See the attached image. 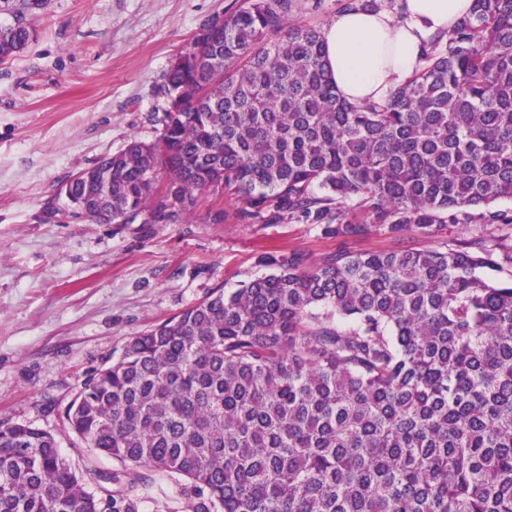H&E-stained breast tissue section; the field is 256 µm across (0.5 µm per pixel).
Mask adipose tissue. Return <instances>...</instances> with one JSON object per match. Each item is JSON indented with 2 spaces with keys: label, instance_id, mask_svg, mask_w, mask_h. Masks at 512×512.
I'll return each mask as SVG.
<instances>
[{
  "label": "adipose tissue",
  "instance_id": "obj_1",
  "mask_svg": "<svg viewBox=\"0 0 512 512\" xmlns=\"http://www.w3.org/2000/svg\"><path fill=\"white\" fill-rule=\"evenodd\" d=\"M473 0H397L395 10L353 6L324 28L328 73L353 104H382L422 67L433 36L452 31Z\"/></svg>",
  "mask_w": 512,
  "mask_h": 512
}]
</instances>
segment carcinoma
Returning a JSON list of instances; mask_svg holds the SVG:
<instances>
[{
	"instance_id": "cac0c4a2",
	"label": "carcinoma",
	"mask_w": 512,
	"mask_h": 512,
	"mask_svg": "<svg viewBox=\"0 0 512 512\" xmlns=\"http://www.w3.org/2000/svg\"><path fill=\"white\" fill-rule=\"evenodd\" d=\"M46 5L0 0V57ZM296 9L244 0L203 26L165 76L157 141L66 181L74 215L185 224L225 186L246 218L301 214L338 237L370 229L345 220L354 198L395 238L433 237L450 213L482 223L427 250L260 254L266 273L132 337L81 384L66 420L121 470L0 424V512H141L132 487L151 471L182 481L190 512H512V282L483 275L512 266V215L496 208L512 201V0H474L366 106L338 96ZM487 224L506 233L491 242Z\"/></svg>"
}]
</instances>
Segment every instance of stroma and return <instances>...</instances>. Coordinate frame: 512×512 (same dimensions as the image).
Returning <instances> with one entry per match:
<instances>
[{
  "instance_id": "stroma-1",
  "label": "stroma",
  "mask_w": 512,
  "mask_h": 512,
  "mask_svg": "<svg viewBox=\"0 0 512 512\" xmlns=\"http://www.w3.org/2000/svg\"><path fill=\"white\" fill-rule=\"evenodd\" d=\"M241 0H49L33 37L0 63V423L53 433L75 464L91 456L63 422L79 385L135 334L259 275L266 250L309 263L346 248L387 251L383 230L347 240L303 218L245 220L228 189L199 194L189 223L99 224L69 216L59 187L123 149L155 141L153 112L174 59L200 28ZM223 209V223L209 213ZM143 512H183L178 483L135 485Z\"/></svg>"
}]
</instances>
